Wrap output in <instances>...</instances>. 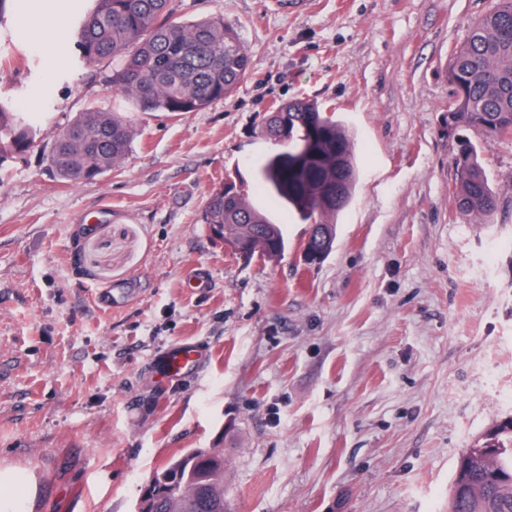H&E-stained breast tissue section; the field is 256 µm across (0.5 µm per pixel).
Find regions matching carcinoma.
I'll return each instance as SVG.
<instances>
[{
    "label": "carcinoma",
    "mask_w": 512,
    "mask_h": 512,
    "mask_svg": "<svg viewBox=\"0 0 512 512\" xmlns=\"http://www.w3.org/2000/svg\"><path fill=\"white\" fill-rule=\"evenodd\" d=\"M171 0H96L74 33L79 57L90 64L120 59L110 76L113 89L142 112H199L231 96L250 73L251 56L237 31L222 18L178 23L170 20ZM448 82L457 127L479 136L512 137V0L471 25L450 56ZM288 119V141L276 139L280 120ZM262 133L295 150L311 140L293 169L274 165L271 153L257 166V189L279 207L292 211L315 231L330 230L348 203L356 178L354 142L346 127L318 105L295 99L268 113ZM39 130L9 100L0 97V163L22 159ZM133 127L118 112L89 109L53 137L51 169L66 185L112 171L128 153ZM457 210L472 219L491 214L497 201L469 140L452 159ZM203 221L224 225V236L269 261L284 256L287 241L271 213L249 202L239 189L219 188L208 198ZM486 447L467 449L458 469L466 489L451 494L448 512H512V419L490 431ZM143 512H231L224 496V452L193 448L173 457L149 477Z\"/></svg>",
    "instance_id": "cac0c4a2"
}]
</instances>
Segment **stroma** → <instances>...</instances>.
I'll return each mask as SVG.
<instances>
[{
  "mask_svg": "<svg viewBox=\"0 0 512 512\" xmlns=\"http://www.w3.org/2000/svg\"><path fill=\"white\" fill-rule=\"evenodd\" d=\"M498 0H172L217 17L249 78L205 110L139 112L71 34L95 0H6L0 94L41 128L0 167V472L21 512H134L151 473L189 448L224 451L235 512H448L463 449L512 417V137L477 138L497 208H455L446 66ZM25 14L61 32L40 39ZM335 110L358 181L333 248L273 210L276 263L229 255L205 203L254 184L281 102ZM136 135L96 180L57 183L46 154L80 112ZM111 289L114 306L98 299ZM197 345L176 378L159 358Z\"/></svg>",
  "mask_w": 512,
  "mask_h": 512,
  "instance_id": "obj_1",
  "label": "stroma"
}]
</instances>
